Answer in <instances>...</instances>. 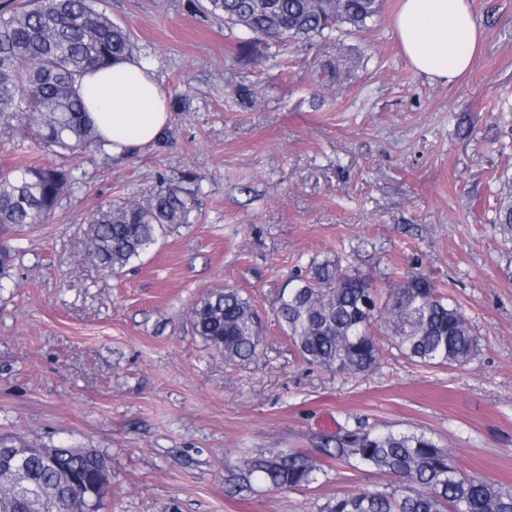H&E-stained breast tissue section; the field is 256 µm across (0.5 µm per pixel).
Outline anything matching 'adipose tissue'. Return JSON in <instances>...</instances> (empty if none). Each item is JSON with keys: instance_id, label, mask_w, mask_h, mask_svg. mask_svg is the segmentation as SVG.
Segmentation results:
<instances>
[{"instance_id": "ef3b65f1", "label": "adipose tissue", "mask_w": 512, "mask_h": 512, "mask_svg": "<svg viewBox=\"0 0 512 512\" xmlns=\"http://www.w3.org/2000/svg\"><path fill=\"white\" fill-rule=\"evenodd\" d=\"M393 29L411 67L442 83L470 70L482 39L471 0H401ZM77 89L100 140L115 155L152 145L168 126L167 95L137 56L84 73Z\"/></svg>"}]
</instances>
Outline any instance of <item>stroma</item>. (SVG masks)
Instances as JSON below:
<instances>
[{
	"instance_id": "1",
	"label": "stroma",
	"mask_w": 512,
	"mask_h": 512,
	"mask_svg": "<svg viewBox=\"0 0 512 512\" xmlns=\"http://www.w3.org/2000/svg\"><path fill=\"white\" fill-rule=\"evenodd\" d=\"M205 0H99L168 96L153 145L62 158L75 181L54 215L9 242L0 286V434L94 448L109 460L108 512H317L390 475L325 463L285 492L225 490V462L260 448L318 455L360 420L426 432L459 470L512 489V242L492 219L512 180V0H473L471 69L429 81L403 55L400 0L334 39H255ZM191 174L196 223L123 273L87 258L99 208ZM341 260L378 291L422 272L469 318L458 367L415 363L376 333L375 371L343 379L304 361L279 298L312 262ZM230 286L262 320L260 356L225 359L190 309Z\"/></svg>"
}]
</instances>
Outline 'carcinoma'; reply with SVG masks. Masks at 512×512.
<instances>
[{
  "label": "carcinoma",
  "instance_id": "1",
  "mask_svg": "<svg viewBox=\"0 0 512 512\" xmlns=\"http://www.w3.org/2000/svg\"><path fill=\"white\" fill-rule=\"evenodd\" d=\"M382 0H206L224 23L263 39L307 41L355 30L381 12ZM129 32L98 8V0H23L0 14V139L30 140L51 150L81 153L100 144L86 120L75 85L88 70L132 53ZM186 176L150 198L100 211L89 227L87 254L103 269L121 271L162 235L199 217L198 193ZM74 182L53 165L21 164L0 171V235L44 223ZM493 223L512 236V183L500 188ZM15 253L0 241V282L13 278ZM281 327L302 358L345 379L381 364L376 324L391 331L400 351L428 366H458L477 351L470 321L448 303L424 274L404 278L387 293L338 261L313 263L282 294ZM196 335L232 361L259 356L261 320L235 288H216L190 312ZM321 454L338 465H364L394 475L382 489L340 493L318 512H512V491L481 475H464L450 454L424 432L374 431L361 422L323 437ZM108 460L94 448H46L27 455L23 477L43 495L31 499L8 486L0 470V512H67L69 500H88L86 512H102L105 491L89 492L68 475L92 478ZM231 490L260 485L282 492L318 480L322 464L294 449L261 448L225 465Z\"/></svg>",
  "mask_w": 512,
  "mask_h": 512
}]
</instances>
